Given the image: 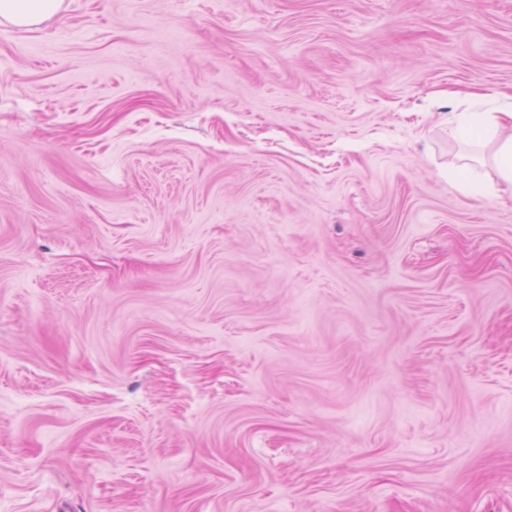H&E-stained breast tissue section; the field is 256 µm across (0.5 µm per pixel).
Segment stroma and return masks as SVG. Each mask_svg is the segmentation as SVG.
I'll return each mask as SVG.
<instances>
[{"label": "stroma", "mask_w": 512, "mask_h": 512, "mask_svg": "<svg viewBox=\"0 0 512 512\" xmlns=\"http://www.w3.org/2000/svg\"><path fill=\"white\" fill-rule=\"evenodd\" d=\"M512 0H65L0 25V512H512ZM508 112H458L453 131L466 137L473 134L475 145L495 142L494 168L497 182L487 181L467 165L448 172V180L466 197L485 199L496 194L499 186L512 189V104ZM504 122H509V126Z\"/></svg>", "instance_id": "1"}]
</instances>
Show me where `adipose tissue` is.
<instances>
[{
	"label": "adipose tissue",
	"instance_id": "obj_1",
	"mask_svg": "<svg viewBox=\"0 0 512 512\" xmlns=\"http://www.w3.org/2000/svg\"><path fill=\"white\" fill-rule=\"evenodd\" d=\"M64 0H0V24L31 28L43 24L63 7ZM454 132L474 136L477 144L495 143V180H485L469 167L449 172L448 179L466 197L485 199L499 187L512 189V109L505 112H461Z\"/></svg>",
	"mask_w": 512,
	"mask_h": 512
}]
</instances>
